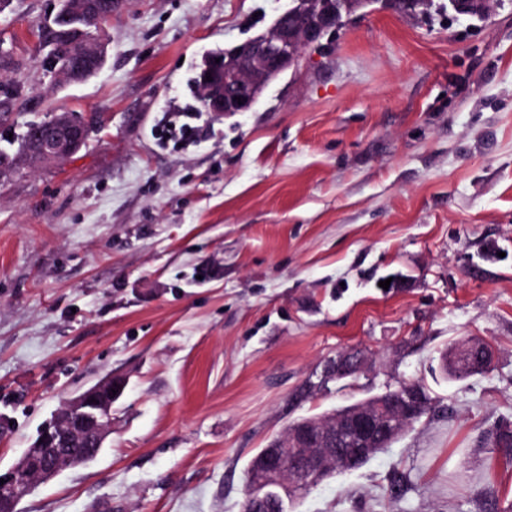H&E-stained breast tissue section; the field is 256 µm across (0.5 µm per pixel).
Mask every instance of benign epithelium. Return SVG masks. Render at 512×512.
<instances>
[{
	"mask_svg": "<svg viewBox=\"0 0 512 512\" xmlns=\"http://www.w3.org/2000/svg\"><path fill=\"white\" fill-rule=\"evenodd\" d=\"M295 5L274 20L271 27L243 43L205 57L202 75L203 111L226 115L250 112L263 92L288 71L294 70L304 46L318 42L338 21L366 7L374 0H294ZM448 9L457 16L485 18L487 0H449ZM83 60H105L101 41L76 50ZM88 125L71 114L45 137L39 138L41 159L55 163L72 157L83 145ZM462 368L485 370L494 365L495 350L467 344L462 347ZM364 364L359 354L336 358L329 367L333 377L358 374ZM124 383L107 374L89 388L67 398L41 428L37 442L25 450L15 465L0 478V500L14 501L25 495L37 479L47 481L61 471L79 465L70 445L80 437L87 441L83 462L93 461L103 450L112 431V404L119 399ZM117 393H112V390ZM386 403L355 405L328 423L307 422L288 433L290 447L300 453L282 461L278 449L263 454L258 482L287 488L310 486L319 475L337 464L355 469L374 449L390 444L400 433V423L418 417L426 408L421 394L407 386Z\"/></svg>",
	"mask_w": 512,
	"mask_h": 512,
	"instance_id": "1",
	"label": "benign epithelium"
}]
</instances>
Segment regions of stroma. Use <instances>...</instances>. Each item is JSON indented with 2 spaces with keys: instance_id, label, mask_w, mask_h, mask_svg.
<instances>
[{
  "instance_id": "1",
  "label": "stroma",
  "mask_w": 512,
  "mask_h": 512,
  "mask_svg": "<svg viewBox=\"0 0 512 512\" xmlns=\"http://www.w3.org/2000/svg\"><path fill=\"white\" fill-rule=\"evenodd\" d=\"M58 0H0V136L74 112L73 157L0 178V475L71 394L124 378L97 459L18 512H242L246 470L292 421L419 381L431 412L291 512H512V0H383L303 48L253 111L164 122L206 52L292 0H115L106 62L57 82ZM398 287L383 289L388 278ZM496 350L455 379L460 337ZM360 352L354 377L309 391ZM448 9L457 16L472 17L478 15L486 18L489 15L490 8L488 0H448Z\"/></svg>"
}]
</instances>
